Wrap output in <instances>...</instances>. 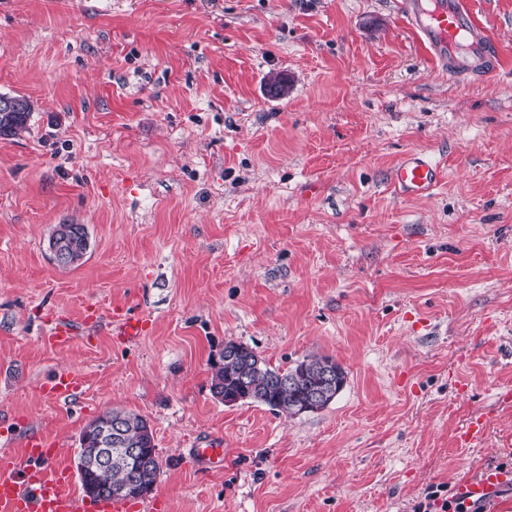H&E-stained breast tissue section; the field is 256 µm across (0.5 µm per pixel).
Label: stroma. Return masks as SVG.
Returning <instances> with one entry per match:
<instances>
[{
	"mask_svg": "<svg viewBox=\"0 0 512 512\" xmlns=\"http://www.w3.org/2000/svg\"><path fill=\"white\" fill-rule=\"evenodd\" d=\"M404 2L0 0V94L34 103L0 139V448L40 435L72 471L86 424L139 414L159 512H412L512 462V0H474L500 62L460 81ZM410 151L430 196L391 185ZM58 224L85 226L81 266L54 263ZM229 341L346 384L296 417L226 404ZM62 369L68 404L43 393ZM208 438L223 469L189 453ZM112 322L115 324L114 336L124 343L137 341L148 326L145 317L118 308L112 309ZM82 376L75 370L58 371L50 385L45 389L47 398L55 402L66 403L81 392Z\"/></svg>",
	"mask_w": 512,
	"mask_h": 512,
	"instance_id": "obj_1",
	"label": "stroma"
}]
</instances>
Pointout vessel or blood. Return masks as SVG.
Segmentation results:
<instances>
[{
  "instance_id": "obj_1",
  "label": "vessel or blood",
  "mask_w": 512,
  "mask_h": 512,
  "mask_svg": "<svg viewBox=\"0 0 512 512\" xmlns=\"http://www.w3.org/2000/svg\"><path fill=\"white\" fill-rule=\"evenodd\" d=\"M412 27L427 44L431 54L444 66L468 71L491 61V44L478 33V23L468 0H409ZM439 170L424 157L407 154L397 165L393 182L402 196L418 198L431 194L438 183ZM114 334L122 342L137 341L145 332V317L113 309ZM82 376L75 370L58 371L46 388L47 398L66 403L81 391ZM194 461L218 468L224 451L213 440L196 442ZM54 449L38 436L31 437L22 456L0 452V512H134L126 500L88 501L68 489L67 470L53 466ZM505 473L489 470L476 481L464 485V492L481 495L504 482Z\"/></svg>"
}]
</instances>
